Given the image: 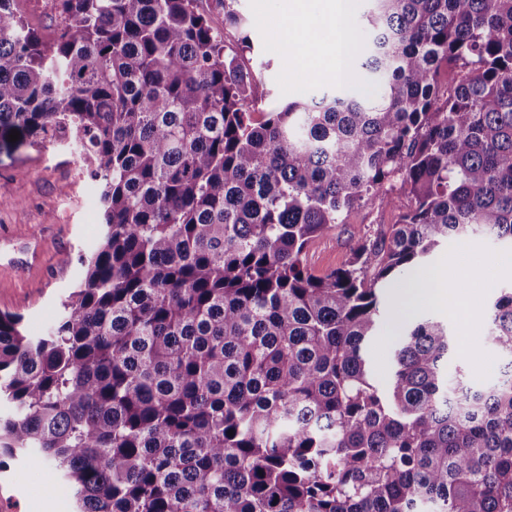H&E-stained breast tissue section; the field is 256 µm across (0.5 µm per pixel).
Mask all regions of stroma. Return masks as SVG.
Instances as JSON below:
<instances>
[{"label": "stroma", "mask_w": 512, "mask_h": 512, "mask_svg": "<svg viewBox=\"0 0 512 512\" xmlns=\"http://www.w3.org/2000/svg\"><path fill=\"white\" fill-rule=\"evenodd\" d=\"M251 19L253 59L249 66L270 111L321 90L335 88L331 77L301 71L276 37L277 26L290 23L284 0H238ZM398 219L397 210L370 202L351 208L341 224L310 247L307 261L323 275L348 263L365 240ZM99 187L86 174L78 150L65 140L0 147V311L18 314L32 336L46 333L61 311V302L82 278V256L90 254L102 233ZM468 269L492 284L475 291L479 318L474 323L473 352H452L449 375L464 374L473 383H489L505 364L484 336L488 304L500 288L512 284V251L482 238L452 239L438 247L421 267L423 277ZM422 317L447 325L460 338L455 320L431 296L410 314H400L392 294H385L378 331L367 354L379 382L391 374L392 351L403 328ZM67 488L57 486L52 466L27 459L0 469V512H72Z\"/></svg>", "instance_id": "1"}]
</instances>
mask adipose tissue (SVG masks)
I'll return each mask as SVG.
<instances>
[{
  "label": "adipose tissue",
  "instance_id": "adipose-tissue-1",
  "mask_svg": "<svg viewBox=\"0 0 512 512\" xmlns=\"http://www.w3.org/2000/svg\"><path fill=\"white\" fill-rule=\"evenodd\" d=\"M353 3L354 0H289L288 11L293 22L280 29L281 42L291 45L299 31H310V40L303 49L306 67L314 72H327L339 80L349 79V62L356 46L350 28ZM428 293L456 320L462 332L459 351L470 355L472 344L468 333L477 313L469 295L449 287L447 277H439L433 287L424 278H414L409 287L394 289L393 296L401 311L406 313Z\"/></svg>",
  "mask_w": 512,
  "mask_h": 512
}]
</instances>
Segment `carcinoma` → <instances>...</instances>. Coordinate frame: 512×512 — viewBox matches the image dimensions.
<instances>
[{"mask_svg":"<svg viewBox=\"0 0 512 512\" xmlns=\"http://www.w3.org/2000/svg\"><path fill=\"white\" fill-rule=\"evenodd\" d=\"M15 2L0 146L74 144L104 231L47 334L0 312V467L53 463L77 512H512V286L487 386L448 375L431 318L388 387L366 357L383 290L435 248L512 246V0H369L382 92L270 112L237 0H48V35ZM371 201L398 222L314 274L311 244Z\"/></svg>","mask_w":512,"mask_h":512,"instance_id":"obj_1","label":"carcinoma"}]
</instances>
